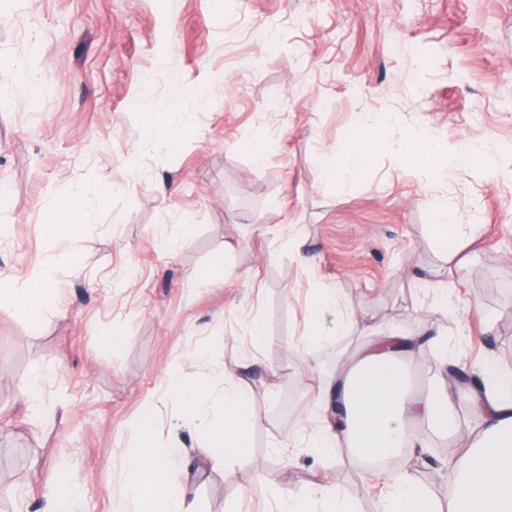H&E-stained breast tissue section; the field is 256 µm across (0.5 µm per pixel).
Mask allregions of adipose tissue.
<instances>
[{
    "instance_id": "ef3b65f1",
    "label": "adipose tissue",
    "mask_w": 512,
    "mask_h": 512,
    "mask_svg": "<svg viewBox=\"0 0 512 512\" xmlns=\"http://www.w3.org/2000/svg\"><path fill=\"white\" fill-rule=\"evenodd\" d=\"M411 141L418 145L417 158L432 169L459 168L481 158L497 164L507 156L504 145L489 148L472 143L448 150L434 145L429 132L413 129ZM373 138L367 128L351 133L324 158L321 176L333 181L358 173L366 164ZM107 186L91 188L83 198L54 203L40 226L49 237L66 233L81 221L84 210L100 201ZM428 346L438 354L434 369L448 374V347L444 338L389 330L371 336L353 356L337 359L329 375L318 384V403L335 423H324L308 434L289 438L294 448L312 449L318 456L335 455L347 449L357 460L388 456L401 449L424 447L429 436L466 434L468 448L447 464L448 480L443 494L413 483L400 471L386 474L384 512H512V368L493 357L480 361L479 384L434 385L422 396L413 395L404 366ZM236 369L224 370V393L220 398L223 421L212 425L204 412L206 397L178 380L170 392L181 404L199 432L208 434L214 463L231 466L247 453L256 417L235 383ZM466 401L478 418L470 426L456 412V401ZM139 451L127 461L132 478L125 488L128 512H193L181 486L175 481L174 449L157 447L152 415L137 424ZM277 512H353L352 505L335 485L313 484L306 495L286 493L276 497Z\"/></svg>"
}]
</instances>
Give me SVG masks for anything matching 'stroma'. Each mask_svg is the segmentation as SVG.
<instances>
[{
    "mask_svg": "<svg viewBox=\"0 0 512 512\" xmlns=\"http://www.w3.org/2000/svg\"><path fill=\"white\" fill-rule=\"evenodd\" d=\"M1 59L24 76L0 75V277L48 278L54 296L34 319L0 294V512H42L71 477L79 512H121L148 407L198 512H274L275 492L325 478L376 512L377 480L353 460L280 446L313 427L336 351L395 327L446 336L461 365L512 367V162L442 174L405 158L417 127L451 147L512 142V0H0ZM361 121L377 148L354 179L325 181L323 158ZM98 181L114 189L73 234H40L56 199ZM439 207L468 226L458 279L433 247ZM323 288L342 303L310 351ZM231 361L250 365L258 422L227 470L168 378L218 395ZM465 446L431 439L411 479L440 489Z\"/></svg>",
    "mask_w": 512,
    "mask_h": 512,
    "instance_id": "35a3bbf8",
    "label": "stroma"
}]
</instances>
